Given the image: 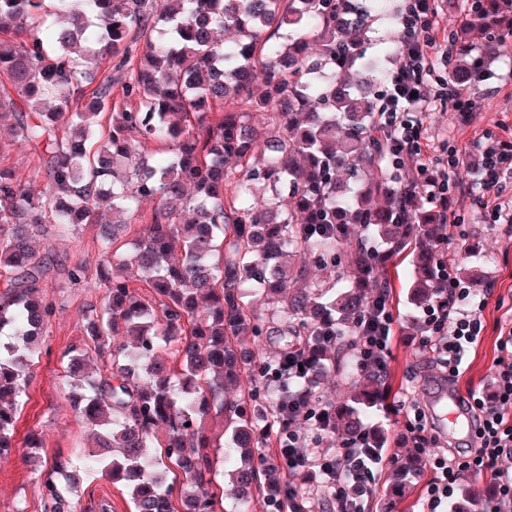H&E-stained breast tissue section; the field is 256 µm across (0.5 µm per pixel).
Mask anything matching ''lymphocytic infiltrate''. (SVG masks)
<instances>
[{"instance_id": "f902f5d3", "label": "lymphocytic infiltrate", "mask_w": 512, "mask_h": 512, "mask_svg": "<svg viewBox=\"0 0 512 512\" xmlns=\"http://www.w3.org/2000/svg\"><path fill=\"white\" fill-rule=\"evenodd\" d=\"M438 16L437 0H412L404 17L400 40V62L390 77L389 104L385 122L394 134V145L403 162L417 171V187L425 200L448 224L461 221L457 205L469 198L472 206L487 212L492 223L512 224V197H505L512 182V146L477 137L453 146L447 156L428 157L421 145L422 115L432 111L445 91L426 80L432 66L431 32ZM464 171L465 179L449 181V170ZM471 292L455 272L452 259L440 260L437 289L419 319L421 346L432 347L445 373L460 375L466 351L485 330L483 312L487 298L470 303ZM396 316L390 305H373L362 324L356 346L360 369L374 370L380 378L390 373ZM496 361L491 392L469 390L458 403L468 415L476 448L453 456L432 455L430 433L433 420L418 410L410 441L415 452L426 457L428 480L423 485L426 512H438L453 495L463 474L487 475L493 480V512H512V321L498 326ZM276 459L287 472L326 476L336 512H366L373 494L371 473L383 461L364 444L352 443L336 455L307 454L296 432L276 437Z\"/></svg>"}]
</instances>
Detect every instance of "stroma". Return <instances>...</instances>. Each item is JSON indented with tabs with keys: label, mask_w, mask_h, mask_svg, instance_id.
<instances>
[{
	"label": "stroma",
	"mask_w": 512,
	"mask_h": 512,
	"mask_svg": "<svg viewBox=\"0 0 512 512\" xmlns=\"http://www.w3.org/2000/svg\"><path fill=\"white\" fill-rule=\"evenodd\" d=\"M470 91L476 109L469 115L454 112L447 100L437 103L427 114L423 127L430 154H447L455 142L477 136L512 141V49L501 55L487 77L473 84ZM41 163L38 151L11 144L8 136L0 135V166L15 169L37 192L45 188L38 173ZM461 209L463 227L449 229L448 250L456 255L459 277L468 281L474 293L490 296L483 313L486 330L468 354L466 371L458 380L443 382L430 357L418 346L419 333L407 329L419 313L407 298L411 262L402 255L387 262L384 272L399 305L396 326L400 334L392 345L391 392L385 395L384 408L374 419L393 439L405 434L415 409L425 407L428 392L438 384H446L450 392L460 396L471 386L489 387L494 374L497 306L502 303L512 307V234L504 225L488 223L470 203H462ZM96 234V227L86 224L77 227L69 238L49 236L41 241L40 254L50 257L55 266L44 280L42 292L54 300L56 311L19 398L11 434L12 454L6 462H0V512H14L19 506L24 512H41L38 476L28 459L29 446L35 439L42 440V455L47 461L61 458L76 464L75 497L82 512H100L99 504L104 500L111 503L114 512L129 510V499L119 488L78 466L84 449L92 444L91 430L70 407L71 388L65 375L69 352L79 338L80 314L101 298L100 292L85 284L69 283L67 272L79 260L97 264Z\"/></svg>",
	"instance_id": "1"
}]
</instances>
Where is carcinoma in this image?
Returning <instances> with one entry per match:
<instances>
[{
	"label": "carcinoma",
	"instance_id": "cac0c4a2",
	"mask_svg": "<svg viewBox=\"0 0 512 512\" xmlns=\"http://www.w3.org/2000/svg\"><path fill=\"white\" fill-rule=\"evenodd\" d=\"M448 9L463 13L449 34L455 93L509 47L512 0H448ZM382 14L396 23L401 9L0 0V120L12 141L41 149L46 182L35 194L0 168V269L14 272L0 288V462L32 345L54 313L42 294L50 265L34 242L82 224L98 227L101 266L92 279L79 260L68 280L102 297L82 311L71 350L74 406L94 431L86 466L121 486L133 512H223L211 487L213 419L236 508L275 512L269 485L288 481L257 454L269 429L288 431L275 408L291 394L308 393L325 411L314 428L341 444L385 447L373 420L383 384L372 373L338 406L316 397L327 373L355 382L360 323L391 297L380 266L412 248L409 296L427 303L446 233L420 197L401 200L407 166L379 115V60L366 56ZM145 199L155 208L136 226ZM115 261L125 272L103 275ZM314 268L334 278L317 281ZM240 336L255 349L239 352ZM296 337L308 373L285 388L278 363ZM422 463L414 456L395 470L385 512ZM74 486L55 461L40 481L42 512H76ZM452 512H483L481 496L464 487Z\"/></svg>",
	"mask_w": 512,
	"mask_h": 512
}]
</instances>
